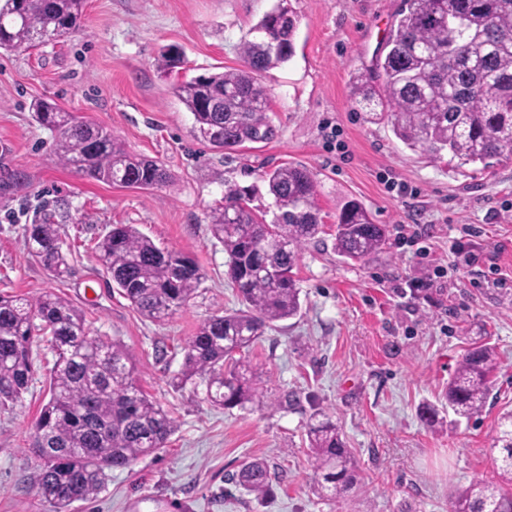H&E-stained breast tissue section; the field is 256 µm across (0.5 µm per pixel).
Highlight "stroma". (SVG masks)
<instances>
[{
	"label": "stroma",
	"mask_w": 512,
	"mask_h": 512,
	"mask_svg": "<svg viewBox=\"0 0 512 512\" xmlns=\"http://www.w3.org/2000/svg\"><path fill=\"white\" fill-rule=\"evenodd\" d=\"M274 2L87 0L84 26L66 42L0 55V293L51 292L81 309L90 335L124 345L144 392L175 421L165 448L109 471L105 490L69 512H124L133 502L137 512H166L171 499L188 512H450L457 489L494 474L490 434L512 411V159L432 160L351 102L350 75L384 44L402 0H291L296 52L264 76L277 137L235 152L199 144L174 78L157 70L160 47H181L190 77L240 67V42ZM39 98L162 161L169 183L136 190L62 167L52 132L31 118ZM283 163L315 173L324 231L298 263L300 315L246 355L263 399L217 408L200 379H180L200 323L239 306L207 214L226 185L259 183ZM350 199L389 229L387 251L364 263L334 251L336 216ZM45 211L68 262L59 280L24 244L26 225ZM114 224L136 225L202 268V284L167 321L143 317L99 261L94 244ZM467 227L484 258L459 271L451 246ZM475 340L497 357L485 407L428 424L421 408L441 403ZM32 357L29 391L0 407V512H52L36 491L31 433L55 355L43 343ZM285 395L291 405H278ZM318 410L341 427L358 464L357 484L333 501L317 495L308 457L306 424ZM254 459L276 475L262 498L232 479Z\"/></svg>",
	"instance_id": "1"
}]
</instances>
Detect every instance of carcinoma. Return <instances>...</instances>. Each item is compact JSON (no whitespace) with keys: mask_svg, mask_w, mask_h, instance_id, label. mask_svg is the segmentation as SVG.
I'll return each instance as SVG.
<instances>
[{"mask_svg":"<svg viewBox=\"0 0 512 512\" xmlns=\"http://www.w3.org/2000/svg\"><path fill=\"white\" fill-rule=\"evenodd\" d=\"M86 0H0V51H28L61 43L78 31ZM299 19L287 0H276L239 47L242 65L207 72L174 86L193 115L195 141L236 151L276 136L262 74L294 55ZM459 43L450 62L448 46ZM184 51L159 52L165 74L184 69ZM351 97L373 120L386 118L409 149L433 158L443 152L468 163L512 157V0H402L389 35L371 64L352 74ZM37 123L55 132L57 161L74 173L148 190L169 182L164 165L128 152L112 131L37 100ZM273 197L271 222L251 206L258 187L228 185L208 212L214 239L224 246L227 277L241 307L203 321L185 346L183 380L199 378L217 407H243L259 394L255 372L235 354L249 350L266 329L301 312L296 279L302 247L323 229L318 180L308 167L285 163L261 174ZM28 254L56 277L67 272L53 216L27 225ZM388 245V228L374 222L358 200L341 208L334 237L336 254L366 261ZM99 260L121 293L146 318L172 317L199 288L203 273L191 258L165 250L132 224H114L96 243ZM48 343L56 360L49 375L50 398L34 437L53 459L39 463L37 492L54 512L97 497L107 472L127 468L165 447L174 420L138 384L130 357L118 342L89 335L84 314L46 292L34 300L0 295V404L18 401L33 380L31 349ZM494 348L473 347L448 381L445 402L457 419H469L494 388ZM317 492L339 498L358 481L354 455L341 428L315 412L307 423ZM498 449L496 475L476 478L452 496V512H512V413L491 434ZM236 483L256 497L272 490L268 466L242 464Z\"/></svg>","mask_w":512,"mask_h":512,"instance_id":"1","label":"carcinoma"}]
</instances>
